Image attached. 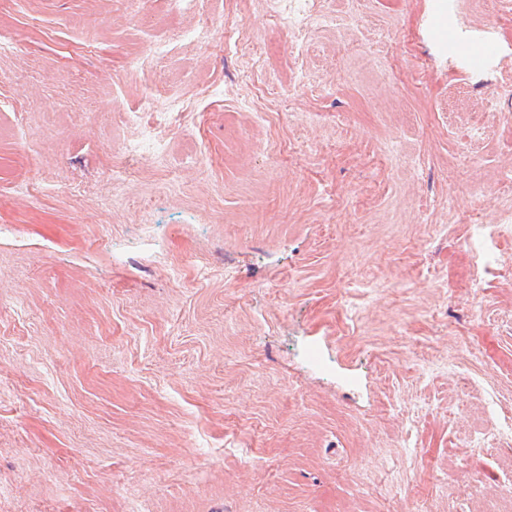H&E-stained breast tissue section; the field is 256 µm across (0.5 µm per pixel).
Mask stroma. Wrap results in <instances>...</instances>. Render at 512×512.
Segmentation results:
<instances>
[{
  "label": "stroma",
  "instance_id": "35a3bbf8",
  "mask_svg": "<svg viewBox=\"0 0 512 512\" xmlns=\"http://www.w3.org/2000/svg\"><path fill=\"white\" fill-rule=\"evenodd\" d=\"M314 10L0 0V512L512 491V0Z\"/></svg>",
  "mask_w": 512,
  "mask_h": 512
}]
</instances>
